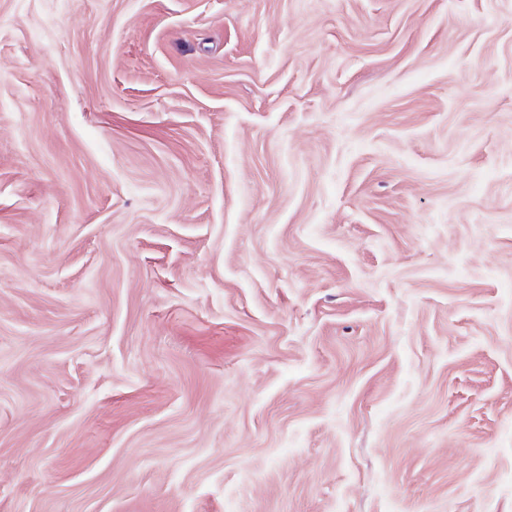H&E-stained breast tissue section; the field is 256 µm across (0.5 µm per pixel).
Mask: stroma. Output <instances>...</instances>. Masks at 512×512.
<instances>
[{
  "label": "stroma",
  "instance_id": "1",
  "mask_svg": "<svg viewBox=\"0 0 512 512\" xmlns=\"http://www.w3.org/2000/svg\"><path fill=\"white\" fill-rule=\"evenodd\" d=\"M0 512H512V0H0Z\"/></svg>",
  "mask_w": 512,
  "mask_h": 512
}]
</instances>
